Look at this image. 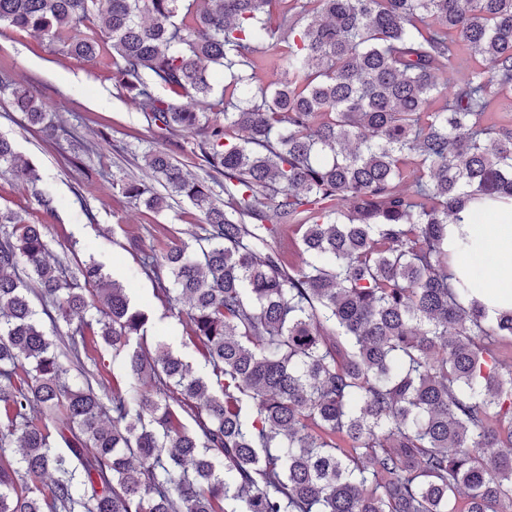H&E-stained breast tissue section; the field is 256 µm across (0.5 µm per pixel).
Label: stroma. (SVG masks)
Instances as JSON below:
<instances>
[{
    "label": "stroma",
    "mask_w": 512,
    "mask_h": 512,
    "mask_svg": "<svg viewBox=\"0 0 512 512\" xmlns=\"http://www.w3.org/2000/svg\"><path fill=\"white\" fill-rule=\"evenodd\" d=\"M0 68L43 101L59 128L56 138L45 137L13 110L9 90L0 89V135L12 141L21 159L38 167L44 188L56 199L58 217L47 218L26 185L7 177L0 178V211L20 209L29 223L46 225L52 257L94 256L129 288L132 302L148 310L149 337H164L174 353L204 372V360L183 325L140 275V252L126 247L131 233L141 236L145 248L163 247L166 239L181 238L190 225L202 223L203 216L185 199L156 213L126 202L112 188L113 181L144 177L143 152L166 147L167 133L118 94L103 64L73 59L33 32L0 25ZM76 137L90 147L81 157L90 174L85 181L75 179L70 163Z\"/></svg>",
    "instance_id": "1"
}]
</instances>
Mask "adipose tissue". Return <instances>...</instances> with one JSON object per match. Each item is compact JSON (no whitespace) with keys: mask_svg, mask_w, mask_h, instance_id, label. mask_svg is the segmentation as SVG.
<instances>
[{"mask_svg":"<svg viewBox=\"0 0 512 512\" xmlns=\"http://www.w3.org/2000/svg\"><path fill=\"white\" fill-rule=\"evenodd\" d=\"M488 224L468 225L480 252L495 254L499 262L481 279L478 296L489 310L512 307V201L499 202Z\"/></svg>","mask_w":512,"mask_h":512,"instance_id":"obj_1","label":"adipose tissue"}]
</instances>
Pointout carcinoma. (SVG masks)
<instances>
[{"mask_svg":"<svg viewBox=\"0 0 512 512\" xmlns=\"http://www.w3.org/2000/svg\"><path fill=\"white\" fill-rule=\"evenodd\" d=\"M2 23L195 134L206 177L172 140L144 154L164 193L112 188L204 215L140 274L209 371L148 345L94 257L51 262L46 225L0 212V512H512V309L450 273L469 233L448 250L477 200L512 199V0H0ZM12 106L56 135L28 88ZM0 175L57 217L2 137ZM101 343L126 378L106 397Z\"/></svg>","mask_w":512,"mask_h":512,"instance_id":"cac0c4a2","label":"carcinoma"}]
</instances>
